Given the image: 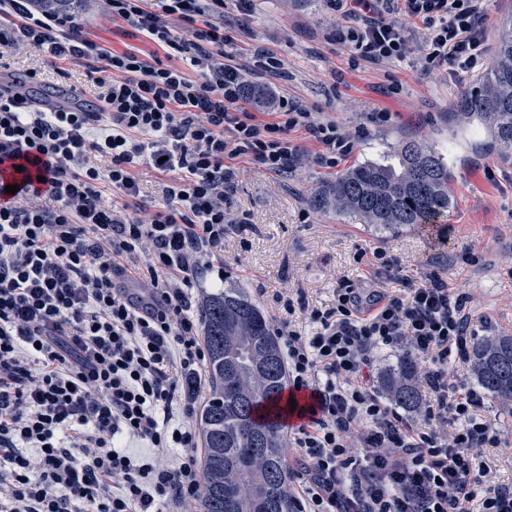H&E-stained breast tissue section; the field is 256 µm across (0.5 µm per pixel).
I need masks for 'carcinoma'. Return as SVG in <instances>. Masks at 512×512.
Wrapping results in <instances>:
<instances>
[{"label": "carcinoma", "mask_w": 512, "mask_h": 512, "mask_svg": "<svg viewBox=\"0 0 512 512\" xmlns=\"http://www.w3.org/2000/svg\"><path fill=\"white\" fill-rule=\"evenodd\" d=\"M453 117L480 125L486 150L512 151V28L500 39L481 86L457 102ZM396 157L395 164L367 161L348 169L319 188L311 204L385 235L441 223L452 181L444 156L406 140ZM202 319L209 393L200 411V512H291L282 435L286 369L277 338L252 299L233 286L207 297ZM470 359L479 387L512 401V335L473 340ZM418 368L407 352L382 378L392 402L411 413L421 409Z\"/></svg>", "instance_id": "obj_1"}]
</instances>
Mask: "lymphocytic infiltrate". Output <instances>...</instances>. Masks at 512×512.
I'll return each mask as SVG.
<instances>
[{
    "label": "lymphocytic infiltrate",
    "instance_id": "1",
    "mask_svg": "<svg viewBox=\"0 0 512 512\" xmlns=\"http://www.w3.org/2000/svg\"><path fill=\"white\" fill-rule=\"evenodd\" d=\"M484 2L333 0L337 39L356 61L414 54L427 72L471 70L485 56ZM106 6L147 49L115 51L70 15L0 0L1 48L87 60L99 90L92 110L76 93L40 104L0 83V163L22 166L16 193L0 184V512H175L199 499L206 349L194 290L239 231L224 212L236 163L291 172L301 131L333 169L356 140L284 95L264 114L247 108L224 0H166L159 13L142 0ZM400 13L421 21V39ZM96 155L109 165H92ZM143 166L166 180L153 213L131 209ZM373 256L364 286L337 278L331 306L273 297L287 314L273 333L288 385L313 399L289 434L292 512H512V483L478 478L502 437L478 416L489 398L448 373L475 336L471 296L434 270L401 276L385 249ZM400 349L419 359L434 397L417 420L371 379L378 355ZM131 438L174 463L130 453Z\"/></svg>",
    "mask_w": 512,
    "mask_h": 512
}]
</instances>
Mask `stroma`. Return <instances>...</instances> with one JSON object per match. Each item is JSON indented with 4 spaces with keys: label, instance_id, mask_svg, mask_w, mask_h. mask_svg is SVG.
Masks as SVG:
<instances>
[{
    "label": "stroma",
    "instance_id": "stroma-1",
    "mask_svg": "<svg viewBox=\"0 0 512 512\" xmlns=\"http://www.w3.org/2000/svg\"><path fill=\"white\" fill-rule=\"evenodd\" d=\"M224 4L228 18L245 29L238 43L240 63H248L257 47L274 51L284 62L282 76L270 82L246 70L247 83L258 90L273 84L279 93L344 130L362 128L366 134L333 169L314 163L316 147L300 132L293 138L306 159L293 173L274 175L258 164L239 161L226 219L247 229L243 236L225 238L224 278L207 276L195 292L194 308H201L205 295L226 282L254 299H260L263 288H288L302 294L309 307L321 308L330 305L337 277H364L373 251L384 247L405 274L415 277L435 270L447 276L449 287L469 292L477 315L489 318L490 334H512V153L480 150L484 133L457 127L452 116L454 104L479 86L487 66L427 73L415 59L355 65L336 40L340 18L330 0H254L246 15L236 0ZM79 15L91 39L116 51L129 44V37L109 19L105 0H81ZM0 61L26 80L35 99L48 101L75 90L86 103L95 101L97 91L87 80L84 63L54 64L34 48ZM377 112L389 113V121L373 122ZM405 138L419 140L453 163L445 223L386 238L349 216L313 210L310 198L322 182L363 161L393 154ZM305 211L311 214L307 223L301 220ZM468 251L479 256L478 265L463 261ZM483 417L504 432L498 447L484 451L485 480L510 482L512 402H493Z\"/></svg>",
    "mask_w": 512,
    "mask_h": 512
}]
</instances>
